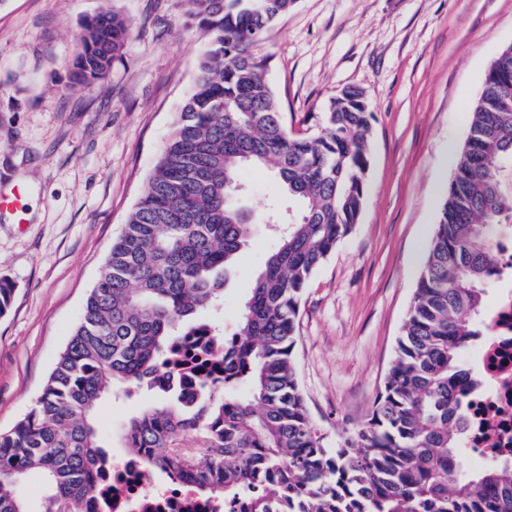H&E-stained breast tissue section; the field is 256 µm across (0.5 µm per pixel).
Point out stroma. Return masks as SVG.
<instances>
[{
	"instance_id": "obj_1",
	"label": "stroma",
	"mask_w": 512,
	"mask_h": 512,
	"mask_svg": "<svg viewBox=\"0 0 512 512\" xmlns=\"http://www.w3.org/2000/svg\"><path fill=\"white\" fill-rule=\"evenodd\" d=\"M120 13L131 34L109 77L71 87L84 22ZM185 0H0V193L22 189L23 220L0 214V432L33 407L80 317L112 241L144 191L196 77L206 36ZM512 45V0H298L262 51L293 131L315 128L336 91H365L374 118L366 199L353 232L304 292L293 361L328 446L364 422L394 359L437 213L467 136L484 72ZM255 213L279 195L274 174L245 169ZM272 247L241 254L220 315L233 330ZM159 395L104 399L110 453Z\"/></svg>"
}]
</instances>
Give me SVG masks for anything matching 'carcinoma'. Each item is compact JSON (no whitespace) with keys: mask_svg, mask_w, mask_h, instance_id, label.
<instances>
[{"mask_svg":"<svg viewBox=\"0 0 512 512\" xmlns=\"http://www.w3.org/2000/svg\"><path fill=\"white\" fill-rule=\"evenodd\" d=\"M297 0H187L208 34L197 77L144 192L90 288L31 411L0 433V512H26L15 486L41 475L44 512H88L112 457L101 399L147 387L162 402L131 419L126 444L146 465L249 512H512V463L472 468L464 442L463 352L487 335L488 285L512 278V45L485 73L438 211L395 357L371 412L330 448L312 424L292 362L305 289L358 223L373 112L343 89L317 131L285 125L260 54ZM129 36L102 11L82 28L72 87L108 77ZM272 170L292 212L246 208L241 172ZM275 244L232 333L200 314L221 304L260 229ZM202 448L190 453L179 437Z\"/></svg>","mask_w":512,"mask_h":512,"instance_id":"obj_1","label":"carcinoma"}]
</instances>
